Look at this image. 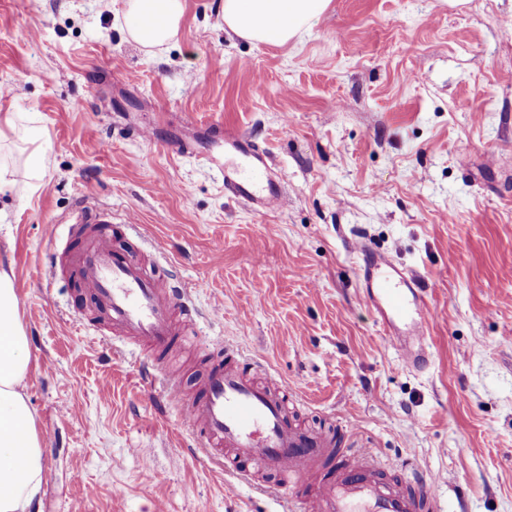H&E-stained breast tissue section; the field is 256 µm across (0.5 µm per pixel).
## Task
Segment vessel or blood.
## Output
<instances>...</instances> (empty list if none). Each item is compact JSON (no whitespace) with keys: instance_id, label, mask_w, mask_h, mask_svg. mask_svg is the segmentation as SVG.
<instances>
[{"instance_id":"obj_1","label":"vessel or blood","mask_w":512,"mask_h":512,"mask_svg":"<svg viewBox=\"0 0 512 512\" xmlns=\"http://www.w3.org/2000/svg\"><path fill=\"white\" fill-rule=\"evenodd\" d=\"M227 158L221 170L224 194L264 213L282 204L285 171L272 170L269 158L244 134L224 131ZM96 189L80 193L70 220L91 225L85 242L67 255L69 277L81 303L93 305L123 342L145 346L143 361L150 376L162 374L159 357L182 336L199 326L188 289L179 280L166 281L160 268L147 264L141 251L126 242L138 220L127 214L112 219L95 202ZM364 283V300L385 326L387 343L404 364L423 369L429 357L427 288L411 270L377 252L368 241L356 242ZM250 358L231 349L216 360L199 393L184 399L168 387L169 399L182 411L183 424L200 441V451L215 461H229L236 476L259 482L261 489L306 480L303 512H440L436 489L420 483L410 489L403 481L381 478V466L366 450L346 456L336 452L334 431L305 430L295 423L285 401L286 388L275 379L257 384L248 376Z\"/></svg>"}]
</instances>
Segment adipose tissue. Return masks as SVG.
Segmentation results:
<instances>
[{
  "label": "adipose tissue",
  "mask_w": 512,
  "mask_h": 512,
  "mask_svg": "<svg viewBox=\"0 0 512 512\" xmlns=\"http://www.w3.org/2000/svg\"><path fill=\"white\" fill-rule=\"evenodd\" d=\"M331 0H221L219 17L227 34L272 46L298 40L327 11ZM185 0H127L125 33L148 51L178 38ZM25 132L31 150L17 161L9 146ZM46 150L35 123L20 126L16 114L0 115V186L22 185L33 195L43 187ZM11 273L0 269V512H30L44 477L41 435L25 392L31 368L30 344L18 310ZM24 444L23 468L14 452Z\"/></svg>",
  "instance_id": "obj_1"
}]
</instances>
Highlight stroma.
Returning <instances> with one entry per match:
<instances>
[{"instance_id":"stroma-1","label":"stroma","mask_w":512,"mask_h":512,"mask_svg":"<svg viewBox=\"0 0 512 512\" xmlns=\"http://www.w3.org/2000/svg\"><path fill=\"white\" fill-rule=\"evenodd\" d=\"M2 85L0 113L36 116L47 145L39 193L0 189L43 437L31 512H301L299 488L258 491L196 453L140 350L101 340L61 224L87 183L192 288L198 332L164 361L186 394L219 344L259 352L301 425L435 481L443 512H512V0H332L286 46L186 0L154 55L127 39L125 0H0ZM227 127L287 172L280 209L225 197ZM361 237L429 288L424 371L361 299Z\"/></svg>"}]
</instances>
